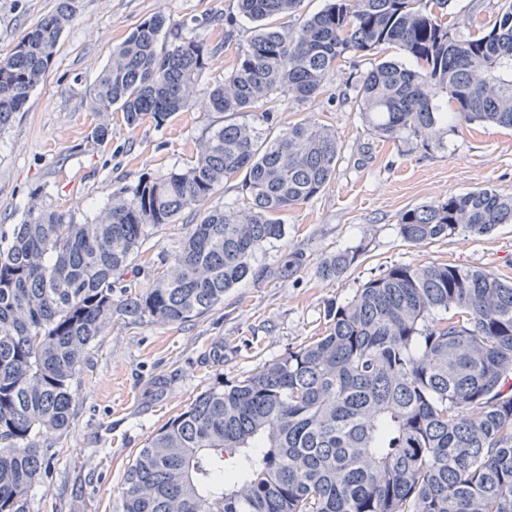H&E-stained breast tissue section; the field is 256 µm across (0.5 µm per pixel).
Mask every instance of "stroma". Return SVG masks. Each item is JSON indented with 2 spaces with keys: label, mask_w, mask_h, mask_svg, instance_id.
I'll use <instances>...</instances> for the list:
<instances>
[{
  "label": "stroma",
  "mask_w": 512,
  "mask_h": 512,
  "mask_svg": "<svg viewBox=\"0 0 512 512\" xmlns=\"http://www.w3.org/2000/svg\"><path fill=\"white\" fill-rule=\"evenodd\" d=\"M58 0H0V58L10 53ZM499 0H449L447 21L460 35L492 28ZM75 20L65 29L52 67L32 92L24 112L0 130V237H11L30 208L95 221L119 191L143 174L163 177L194 161L217 115L208 92L237 67L252 25L237 0H74ZM166 18L160 48L175 39L204 42L213 54L188 108L164 124L146 118L127 126L121 111H92L88 89L107 65L112 47L141 22ZM236 18L232 42L224 21ZM384 47L349 53L330 73L313 103L283 96L260 102L249 116L282 132L307 119L333 129L343 149L336 175L311 201L280 214L281 239L264 244L257 267H276L301 255L285 279H246L224 294L223 305L185 325L113 320L88 347L78 374L69 432L45 440L50 468L29 491V512H122L120 490L139 448L205 389L241 380L324 329L328 301H349L367 280L395 264L443 263L476 268L512 280V224L486 235H452L413 246L400 236L401 211L489 186L512 194V129L489 124L442 126L423 142L410 135L383 140L347 100L348 85L383 61H404ZM108 124L107 141L91 133ZM242 175L226 179L204 206L175 223L148 231L120 287H150L171 264L192 225L208 210L246 203ZM357 250L339 279L318 276L323 258Z\"/></svg>",
  "instance_id": "obj_1"
}]
</instances>
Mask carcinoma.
Listing matches in <instances>:
<instances>
[{
	"instance_id": "cac0c4a2",
	"label": "carcinoma",
	"mask_w": 512,
	"mask_h": 512,
	"mask_svg": "<svg viewBox=\"0 0 512 512\" xmlns=\"http://www.w3.org/2000/svg\"><path fill=\"white\" fill-rule=\"evenodd\" d=\"M303 0H238L256 23L228 80L209 91L224 124L185 170L143 177L94 224L30 209L0 245V512H28L49 468L40 439L68 431L85 350L118 317L187 324L252 278H285L297 255L254 268L283 235L274 215L316 197L342 145L310 121L276 135L239 118L259 101L312 102L346 53L392 45L417 69L382 61L351 83L379 138L423 141L448 122L512 128V0L492 30L463 38L443 21L448 0H328L288 28ZM61 0L0 60V130L24 111L74 21ZM165 19L137 25L89 90L92 109L117 105L130 126L187 107L209 50L180 40L158 50ZM454 105L442 112L435 99ZM244 173L247 203L192 225L169 270L141 293L117 290L147 235L203 205ZM421 245L512 224V195L479 188L398 216ZM356 255L316 266L346 273ZM325 331L254 375L210 387L168 421L129 467L122 512H512V281L451 264L393 265L353 298L330 302ZM237 458L224 469V458Z\"/></svg>"
}]
</instances>
